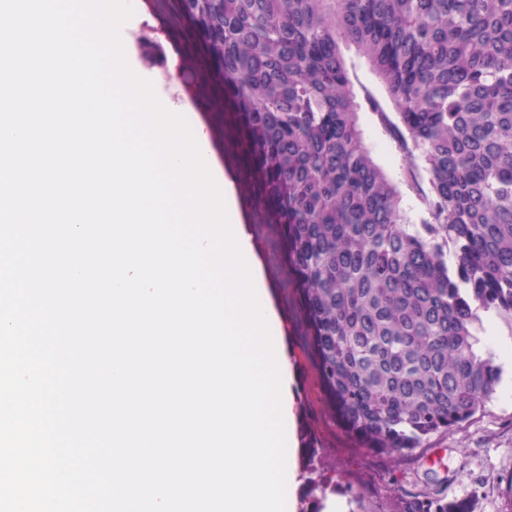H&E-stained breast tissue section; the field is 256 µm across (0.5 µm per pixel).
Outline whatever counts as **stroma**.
<instances>
[{
	"label": "stroma",
	"mask_w": 512,
	"mask_h": 512,
	"mask_svg": "<svg viewBox=\"0 0 512 512\" xmlns=\"http://www.w3.org/2000/svg\"><path fill=\"white\" fill-rule=\"evenodd\" d=\"M124 29L135 39L131 66L146 79L162 81L189 115L205 124L241 224L253 238L270 301L283 319L279 341L290 365V389L304 455L298 512H322L329 496L344 498L348 512H404L420 497L442 500L448 512H512V365L501 363L497 393L462 428L432 435L405 456L367 447L331 411L316 371V353L297 288L287 285L280 237L262 222V186L247 148L235 129V114L224 100V84L213 78L208 56L178 0H137ZM354 92L372 96L380 111L363 110L359 125L375 160L396 181L411 220L420 201L410 186L399 141L392 135L396 108L384 87L354 49H344Z\"/></svg>",
	"instance_id": "1"
}]
</instances>
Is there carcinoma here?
<instances>
[{"mask_svg":"<svg viewBox=\"0 0 512 512\" xmlns=\"http://www.w3.org/2000/svg\"><path fill=\"white\" fill-rule=\"evenodd\" d=\"M183 2L345 423L403 455L467 422L500 384L480 313L512 321V0ZM342 41L396 108L419 229L363 140Z\"/></svg>","mask_w":512,"mask_h":512,"instance_id":"cac0c4a2","label":"carcinoma"}]
</instances>
